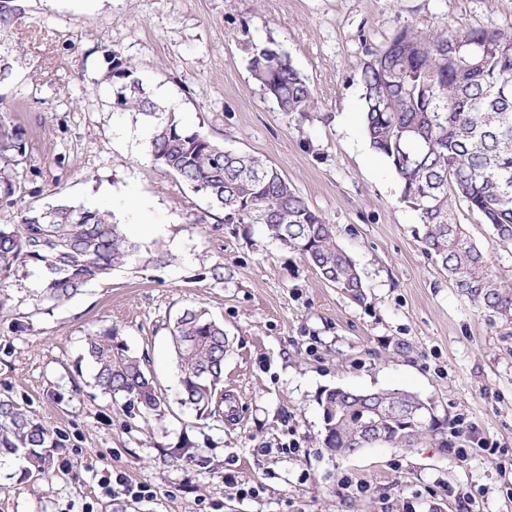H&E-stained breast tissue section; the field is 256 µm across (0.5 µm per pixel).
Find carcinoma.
<instances>
[{
  "instance_id": "cac0c4a2",
  "label": "carcinoma",
  "mask_w": 512,
  "mask_h": 512,
  "mask_svg": "<svg viewBox=\"0 0 512 512\" xmlns=\"http://www.w3.org/2000/svg\"><path fill=\"white\" fill-rule=\"evenodd\" d=\"M108 80L118 85L117 104L151 125L152 161L170 171L226 224H261L270 238L299 251L328 283L350 300L366 293L356 264L327 224L267 160L227 149L188 131L172 112L146 95L142 80L118 55H106ZM250 70L282 112H313L315 95L285 52L252 46ZM360 81L364 130L371 149L399 179L400 199L414 210L426 255L461 296L506 323L512 322V283L491 270L486 252L455 220L464 205L488 226L493 243L512 247V36L473 29L424 36L403 29L370 54ZM26 157L22 133L0 124V192L21 188ZM140 246L109 210L66 202L20 212L0 225V285L28 267L43 273L38 302L59 306L112 270L135 259ZM173 346L182 403L214 414L230 347L224 324L206 309L187 307L176 318ZM95 386L112 398L136 401L144 413L161 411L159 395L140 358L116 342L110 328L86 338ZM321 444L357 451L375 444L415 448L432 441L448 447V433L433 408L417 395L392 388L369 393L342 387L318 396ZM378 423L380 440L367 442ZM60 434L10 398H0V455L23 458L27 476L49 472Z\"/></svg>"
}]
</instances>
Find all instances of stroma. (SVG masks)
Returning <instances> with one entry per match:
<instances>
[{
	"instance_id": "obj_1",
	"label": "stroma",
	"mask_w": 512,
	"mask_h": 512,
	"mask_svg": "<svg viewBox=\"0 0 512 512\" xmlns=\"http://www.w3.org/2000/svg\"><path fill=\"white\" fill-rule=\"evenodd\" d=\"M0 25V122L21 132L22 188L0 197V225L57 200L107 208L139 243L131 265L58 307L39 304L37 270L12 276L0 310V397L64 435L51 472L0 464V512H512V324L459 295L421 247L415 212L374 153L361 120L360 74L402 29L512 35V0H22ZM274 44L311 85L316 111H279L249 69ZM126 60L184 127L262 156L332 224L365 285L356 303L298 251L257 224H226L153 163L141 115L121 109L106 53ZM143 198L147 223L124 208ZM459 223L512 282V253L466 207ZM167 252L157 261L158 252ZM204 306L232 348L223 390L235 419L180 404L171 332ZM115 328L166 399L147 416L93 386L88 334ZM401 388L449 426L455 447L321 446L327 388ZM297 451H289V444ZM467 449L459 457L458 449ZM153 496L107 495L105 472Z\"/></svg>"
}]
</instances>
